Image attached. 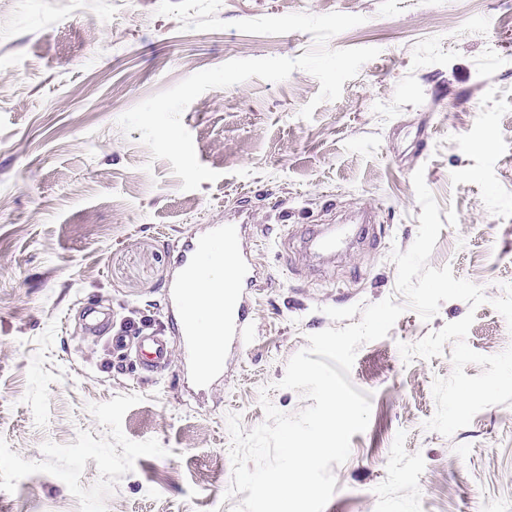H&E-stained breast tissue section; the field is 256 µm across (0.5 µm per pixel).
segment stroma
Masks as SVG:
<instances>
[{"label":"stroma","instance_id":"1","mask_svg":"<svg viewBox=\"0 0 512 512\" xmlns=\"http://www.w3.org/2000/svg\"><path fill=\"white\" fill-rule=\"evenodd\" d=\"M159 0H0V512H231L232 439L262 424L309 335L346 308L396 291L393 251L414 242L412 176L440 206L429 264L486 301L406 308L361 345L350 380L371 416L333 466L324 512H512V406L445 437L425 427L450 351L404 361L414 344L473 315L469 346L512 348V0H222L225 29H182ZM365 16L329 48H379L311 119V74L214 88L183 112L217 180L182 190L165 160L118 118L190 75L237 59L301 56L311 34H249L234 22L292 13ZM378 212L376 233L334 256L306 239L340 214ZM212 224H243L256 272L253 336L197 390L180 361L143 372L88 335L79 301L114 327L168 334L164 289L176 246Z\"/></svg>","mask_w":512,"mask_h":512}]
</instances>
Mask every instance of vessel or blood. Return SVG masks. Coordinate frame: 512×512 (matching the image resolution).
Returning a JSON list of instances; mask_svg holds the SVG:
<instances>
[{
	"mask_svg": "<svg viewBox=\"0 0 512 512\" xmlns=\"http://www.w3.org/2000/svg\"><path fill=\"white\" fill-rule=\"evenodd\" d=\"M219 267L224 268L229 286L211 289L210 309L202 311L194 285ZM254 279L242 225L208 226L181 244L175 273L165 290L168 320L183 339L181 349L173 350L165 337L156 334L131 336L118 331L110 342L133 354L147 372L165 368L173 356H180L196 384L207 385L223 375L229 353L242 351L252 334L248 292Z\"/></svg>",
	"mask_w": 512,
	"mask_h": 512,
	"instance_id": "1",
	"label": "vessel or blood"
}]
</instances>
